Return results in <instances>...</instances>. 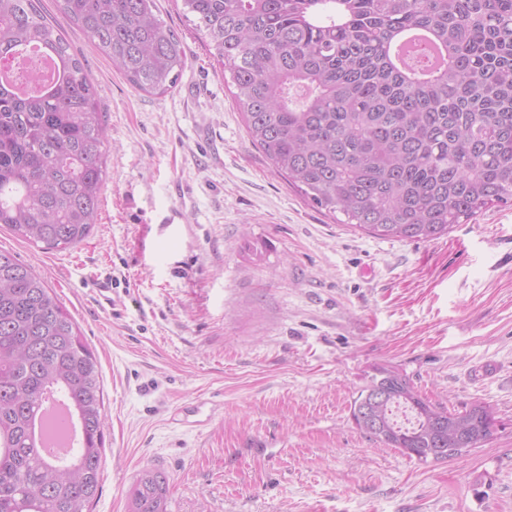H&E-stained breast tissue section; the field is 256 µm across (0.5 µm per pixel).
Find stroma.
I'll use <instances>...</instances> for the list:
<instances>
[{"mask_svg":"<svg viewBox=\"0 0 512 512\" xmlns=\"http://www.w3.org/2000/svg\"><path fill=\"white\" fill-rule=\"evenodd\" d=\"M156 6L192 55L171 93L72 41L108 128L90 236L46 251L0 227L97 359L93 512H128L145 468L167 512H512V207L435 240L338 223L253 146L180 0ZM379 365L485 404L496 434L428 463L371 440L350 407Z\"/></svg>","mask_w":512,"mask_h":512,"instance_id":"stroma-1","label":"stroma"}]
</instances>
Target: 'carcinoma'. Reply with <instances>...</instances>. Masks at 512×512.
Listing matches in <instances>:
<instances>
[{"instance_id": "carcinoma-1", "label": "carcinoma", "mask_w": 512, "mask_h": 512, "mask_svg": "<svg viewBox=\"0 0 512 512\" xmlns=\"http://www.w3.org/2000/svg\"><path fill=\"white\" fill-rule=\"evenodd\" d=\"M136 89L176 88L186 45L155 0H56ZM234 87L252 144L308 201L385 239L433 240L512 206V0H182ZM431 36L441 69L399 68L390 46ZM38 46L55 64L37 89L0 81V227L43 250L83 242L98 219L108 135L95 84L40 0H0V58ZM379 389L385 398L373 400ZM81 430L68 464L48 460L34 423L46 394ZM96 358L44 280L0 248V512H91L101 487ZM367 437L421 462L492 437L489 407L450 410L389 367L351 406ZM167 476L142 470L129 512H166Z\"/></svg>"}]
</instances>
